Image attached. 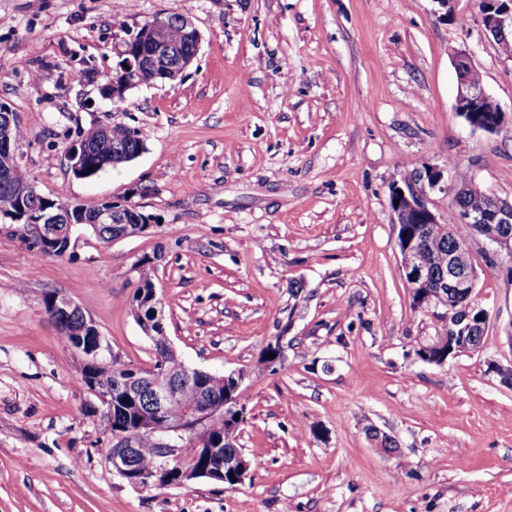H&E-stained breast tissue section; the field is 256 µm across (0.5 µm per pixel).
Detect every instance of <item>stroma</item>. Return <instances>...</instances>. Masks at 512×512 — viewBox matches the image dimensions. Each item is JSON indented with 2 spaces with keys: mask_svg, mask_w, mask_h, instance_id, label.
<instances>
[{
  "mask_svg": "<svg viewBox=\"0 0 512 512\" xmlns=\"http://www.w3.org/2000/svg\"><path fill=\"white\" fill-rule=\"evenodd\" d=\"M158 15L194 22V62L112 106L101 84ZM460 48L505 114L500 133L455 110ZM0 102L39 192L155 219L111 243L78 229L39 259L23 225L0 221V512H512V385L498 372L512 365V262H485L471 236L485 343L426 363L416 351L443 322L411 307L390 209L391 184L430 165L512 200V58L479 0L451 18L437 0H0ZM115 124L144 151L75 177L68 148ZM144 258L185 364L248 373L241 484L136 487L107 464L83 357L45 299L91 316L112 360L149 366L132 313Z\"/></svg>",
  "mask_w": 512,
  "mask_h": 512,
  "instance_id": "1",
  "label": "stroma"
}]
</instances>
